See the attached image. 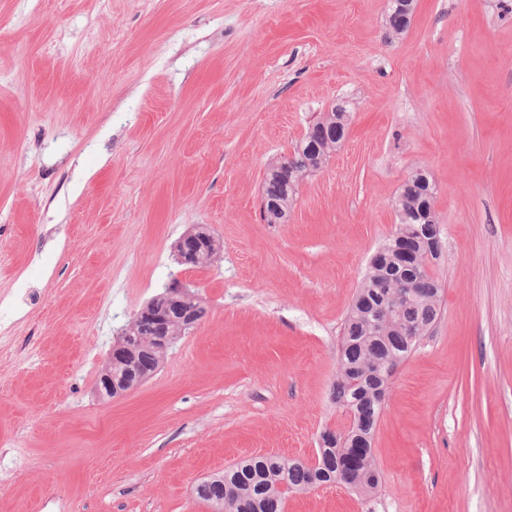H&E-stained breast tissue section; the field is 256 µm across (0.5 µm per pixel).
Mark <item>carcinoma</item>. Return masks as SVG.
Instances as JSON below:
<instances>
[{
    "instance_id": "cac0c4a2",
    "label": "carcinoma",
    "mask_w": 512,
    "mask_h": 512,
    "mask_svg": "<svg viewBox=\"0 0 512 512\" xmlns=\"http://www.w3.org/2000/svg\"><path fill=\"white\" fill-rule=\"evenodd\" d=\"M414 0H389L387 29L392 40L404 33ZM352 112L339 101L311 124L293 152L272 164L264 182L261 213L269 224L288 221L300 181L322 169L346 138ZM435 183L430 172L417 170L403 184L396 199L399 220L391 236L370 261L344 325L333 399L350 416L343 434L326 431L315 465L275 455H258L200 482L196 496L213 512H284L288 492L326 484L342 485L361 495L377 490L381 472L372 440L390 380L400 363L438 320L441 287L429 264L442 251L439 221L434 211ZM402 253L406 264L395 263ZM407 286V298L395 306L391 323L381 322L391 302L395 282ZM165 293L152 298L149 313L173 318L170 332L180 334V315L169 314ZM134 344L135 370L153 374L159 365V333L138 318L125 328Z\"/></svg>"
}]
</instances>
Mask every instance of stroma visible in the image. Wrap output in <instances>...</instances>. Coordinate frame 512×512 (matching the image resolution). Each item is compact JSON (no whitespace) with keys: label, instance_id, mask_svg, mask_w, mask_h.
<instances>
[{"label":"stroma","instance_id":"obj_1","mask_svg":"<svg viewBox=\"0 0 512 512\" xmlns=\"http://www.w3.org/2000/svg\"><path fill=\"white\" fill-rule=\"evenodd\" d=\"M0 0V512H211L252 455L314 461L350 417L342 330L431 172L442 314L398 367L383 475L284 512H512V0ZM342 146L261 216L269 166L338 100ZM197 228L211 264L174 253ZM205 317L133 391L97 380L172 282ZM414 2V0L389 1L387 29L390 42L407 30L413 14Z\"/></svg>","mask_w":512,"mask_h":512}]
</instances>
